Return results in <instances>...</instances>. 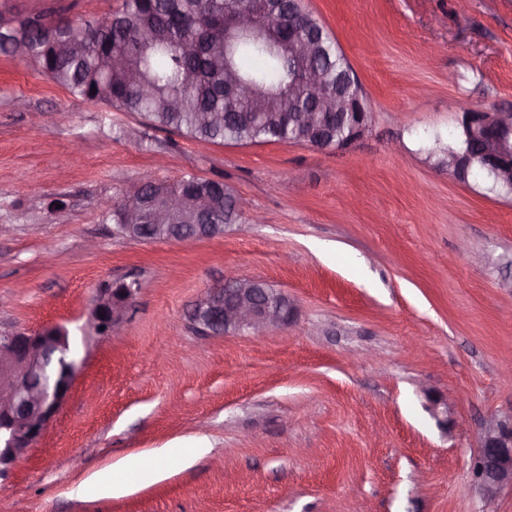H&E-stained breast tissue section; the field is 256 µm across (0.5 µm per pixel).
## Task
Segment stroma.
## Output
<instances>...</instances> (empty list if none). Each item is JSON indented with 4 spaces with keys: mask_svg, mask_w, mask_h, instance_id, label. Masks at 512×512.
Listing matches in <instances>:
<instances>
[{
    "mask_svg": "<svg viewBox=\"0 0 512 512\" xmlns=\"http://www.w3.org/2000/svg\"><path fill=\"white\" fill-rule=\"evenodd\" d=\"M305 3L371 113L342 149L151 130L0 54V329L62 326L77 362L0 475V512H512V487L489 503L474 476L486 422L512 419V195L432 153L464 109H512V0ZM121 5L0 14L60 8L79 25ZM190 174L245 201L223 235L140 242L101 206ZM125 277L131 310L95 334L99 288ZM227 278L287 294L291 324L199 335L187 313ZM197 447L186 465L157 457ZM128 455L143 468L127 493L87 486Z\"/></svg>",
    "mask_w": 512,
    "mask_h": 512,
    "instance_id": "stroma-1",
    "label": "stroma"
}]
</instances>
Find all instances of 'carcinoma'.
I'll use <instances>...</instances> for the list:
<instances>
[{"label":"carcinoma","instance_id":"carcinoma-1","mask_svg":"<svg viewBox=\"0 0 512 512\" xmlns=\"http://www.w3.org/2000/svg\"><path fill=\"white\" fill-rule=\"evenodd\" d=\"M266 7L285 19L301 13L305 34L315 33L307 38L309 63L327 87L334 91L344 81L350 92L360 90L304 0H123L104 25L94 18L75 26L61 14L53 20L43 13L0 16V52L30 60L76 96L143 115L155 130L213 143L296 144L304 127L288 123V113L318 112L326 117L327 139L341 142L351 116L338 124L336 113L308 103L301 91L289 95L298 62L288 47V27L271 34L262 24ZM244 10L254 15L251 31L224 26V18ZM226 67L239 79L234 99L224 96ZM131 73L138 82L129 81ZM256 97L263 105L260 119L252 109ZM143 188L164 201L190 194L215 224H234L240 216L232 189L220 180L188 175Z\"/></svg>","mask_w":512,"mask_h":512}]
</instances>
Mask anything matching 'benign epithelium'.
<instances>
[{
	"mask_svg": "<svg viewBox=\"0 0 512 512\" xmlns=\"http://www.w3.org/2000/svg\"><path fill=\"white\" fill-rule=\"evenodd\" d=\"M298 19H288V46L300 57L307 43L296 40ZM302 82L312 103L323 104L327 92L313 68L304 66ZM365 113L360 96L336 89V111ZM295 122L312 131L309 146L322 150L323 138L313 134L318 124L313 112L294 113ZM461 150L448 153L442 165L448 174L468 173L472 162L481 161L486 176L506 185L512 183V110L467 109L458 119ZM149 209L151 229L165 231L170 240H200L209 237L214 225L200 216L191 225L192 234H181L182 224L166 223L160 198L145 199L135 191L125 198V214L135 218ZM138 292V281H116L101 289L91 314V327L108 335L129 312ZM293 306L288 296L260 279L226 280L209 288L191 307L189 319L202 336L228 333H259L270 326L289 324ZM76 363L71 358L66 334L57 327L0 331V475L43 435L61 404L68 397ZM434 416L448 414V400L424 391ZM476 479L488 499L512 486V424L501 421L487 427L476 463Z\"/></svg>",
	"mask_w": 512,
	"mask_h": 512,
	"instance_id": "7a95c632",
	"label": "benign epithelium"
}]
</instances>
